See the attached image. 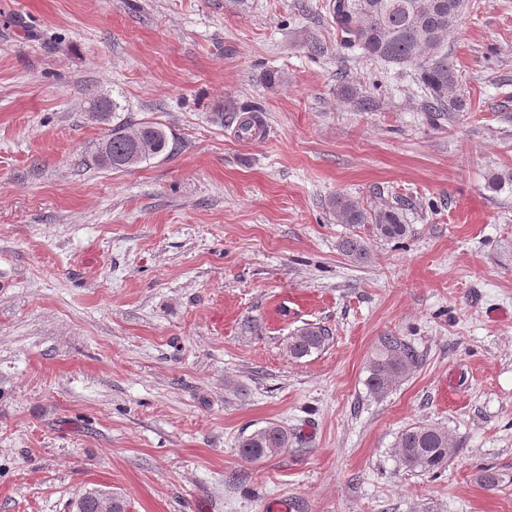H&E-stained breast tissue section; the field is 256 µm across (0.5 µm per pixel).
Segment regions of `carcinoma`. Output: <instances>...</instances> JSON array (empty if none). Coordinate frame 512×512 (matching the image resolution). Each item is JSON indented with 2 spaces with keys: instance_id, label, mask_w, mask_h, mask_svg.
Here are the masks:
<instances>
[{
  "instance_id": "cac0c4a2",
  "label": "carcinoma",
  "mask_w": 512,
  "mask_h": 512,
  "mask_svg": "<svg viewBox=\"0 0 512 512\" xmlns=\"http://www.w3.org/2000/svg\"><path fill=\"white\" fill-rule=\"evenodd\" d=\"M465 0H329L328 8L336 27L345 34V44L364 56L385 63L395 70L413 68L424 93L422 109L439 117L446 112L463 111L455 96L459 82L457 65L448 54V35L457 27ZM124 111L120 102L100 96L90 102V112L103 121ZM169 148L164 129L142 125L136 129L122 123L98 142L95 165L112 171H125L147 162ZM329 210L339 224L353 227L369 224L372 231L388 239L406 235L400 208L388 206L375 211L358 200L338 193L329 200ZM340 250L351 261L361 264L370 257L366 240L353 234L344 237ZM330 341L327 328L306 323L288 336L287 348L294 359L323 350ZM419 364L415 348L398 336L381 338L369 366L366 386L382 396ZM453 440L448 430L425 423L406 427L398 436L396 448L405 468L435 474L448 462ZM239 453L249 460L276 456L288 448V430L269 422L242 437ZM102 493L92 488L79 503L78 512H103Z\"/></svg>"
}]
</instances>
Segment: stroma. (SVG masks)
<instances>
[{
	"label": "stroma",
	"mask_w": 512,
	"mask_h": 512,
	"mask_svg": "<svg viewBox=\"0 0 512 512\" xmlns=\"http://www.w3.org/2000/svg\"><path fill=\"white\" fill-rule=\"evenodd\" d=\"M328 3L0 0V512L91 487L127 512H512V0H465L464 109L434 122ZM104 95L168 150L95 166ZM339 193L404 201L407 235L337 223ZM307 323L330 343L291 358ZM388 335L422 361L377 397ZM270 421L287 452L242 458ZM419 422L455 441L438 474L400 461ZM90 112L99 120L109 121L115 112L124 111V107L114 97L100 96L90 102ZM339 248L346 257L358 264L366 262L370 257L366 240L358 234L344 237L339 244Z\"/></svg>",
	"instance_id": "1"
}]
</instances>
